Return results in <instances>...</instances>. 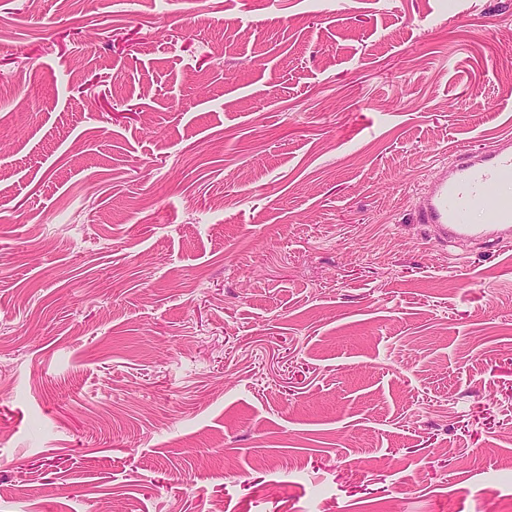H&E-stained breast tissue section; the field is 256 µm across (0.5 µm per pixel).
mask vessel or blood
<instances>
[{"mask_svg": "<svg viewBox=\"0 0 512 512\" xmlns=\"http://www.w3.org/2000/svg\"><path fill=\"white\" fill-rule=\"evenodd\" d=\"M512 182V138L477 151L457 152L440 166L415 212L417 223L433 228L438 240L512 242V196L502 185ZM483 215L475 223V215Z\"/></svg>", "mask_w": 512, "mask_h": 512, "instance_id": "obj_1", "label": "vessel or blood"}]
</instances>
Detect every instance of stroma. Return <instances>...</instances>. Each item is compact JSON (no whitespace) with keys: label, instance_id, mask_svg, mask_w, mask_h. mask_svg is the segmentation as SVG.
<instances>
[{"label":"stroma","instance_id":"obj_1","mask_svg":"<svg viewBox=\"0 0 512 512\" xmlns=\"http://www.w3.org/2000/svg\"><path fill=\"white\" fill-rule=\"evenodd\" d=\"M0 0V512H512V0ZM512 181V138L500 139L478 151L460 150L431 178L415 212L440 241L512 240V196L499 192ZM476 214L484 215L475 224Z\"/></svg>","mask_w":512,"mask_h":512}]
</instances>
